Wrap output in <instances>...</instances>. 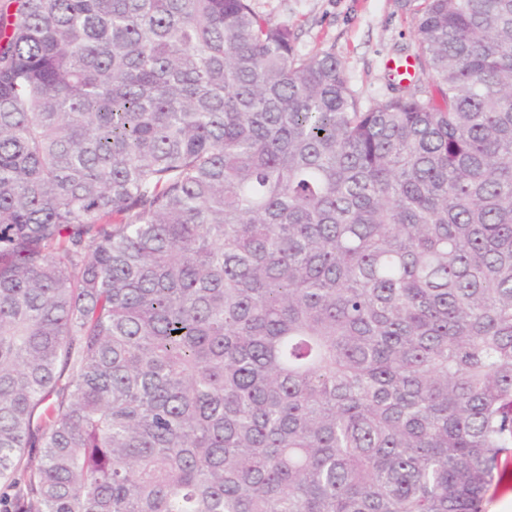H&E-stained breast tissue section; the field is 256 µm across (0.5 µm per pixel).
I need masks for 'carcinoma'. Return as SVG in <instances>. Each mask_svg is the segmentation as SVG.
Listing matches in <instances>:
<instances>
[{
  "label": "carcinoma",
  "mask_w": 512,
  "mask_h": 512,
  "mask_svg": "<svg viewBox=\"0 0 512 512\" xmlns=\"http://www.w3.org/2000/svg\"><path fill=\"white\" fill-rule=\"evenodd\" d=\"M414 33L365 106L254 0H0L9 512H485L512 0Z\"/></svg>",
  "instance_id": "cac0c4a2"
}]
</instances>
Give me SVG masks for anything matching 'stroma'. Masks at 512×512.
Listing matches in <instances>:
<instances>
[{"label": "stroma", "mask_w": 512, "mask_h": 512, "mask_svg": "<svg viewBox=\"0 0 512 512\" xmlns=\"http://www.w3.org/2000/svg\"><path fill=\"white\" fill-rule=\"evenodd\" d=\"M296 35L298 53L340 59L363 104L391 95L390 60L415 54L414 23L424 0H256Z\"/></svg>", "instance_id": "stroma-1"}]
</instances>
